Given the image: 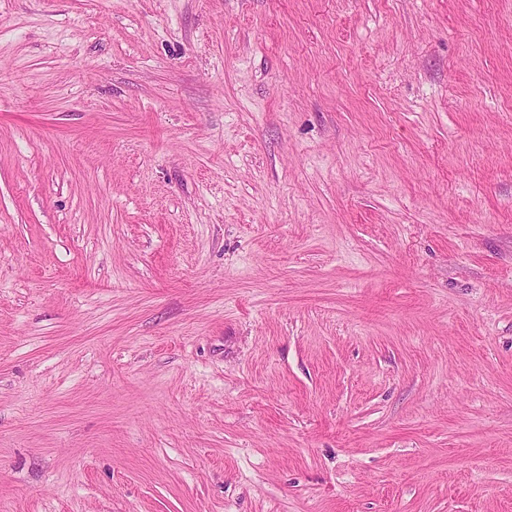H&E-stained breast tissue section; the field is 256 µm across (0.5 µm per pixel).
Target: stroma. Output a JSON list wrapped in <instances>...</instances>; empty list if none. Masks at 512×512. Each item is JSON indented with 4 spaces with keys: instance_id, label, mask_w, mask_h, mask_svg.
I'll list each match as a JSON object with an SVG mask.
<instances>
[{
    "instance_id": "obj_1",
    "label": "stroma",
    "mask_w": 512,
    "mask_h": 512,
    "mask_svg": "<svg viewBox=\"0 0 512 512\" xmlns=\"http://www.w3.org/2000/svg\"><path fill=\"white\" fill-rule=\"evenodd\" d=\"M0 512H512V0H0Z\"/></svg>"
}]
</instances>
